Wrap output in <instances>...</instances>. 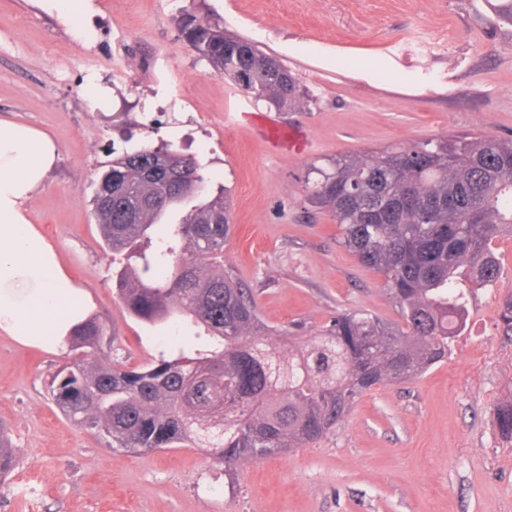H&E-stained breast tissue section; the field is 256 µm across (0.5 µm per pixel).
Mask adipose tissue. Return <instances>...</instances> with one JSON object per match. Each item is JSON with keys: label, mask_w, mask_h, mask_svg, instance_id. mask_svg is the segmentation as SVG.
Wrapping results in <instances>:
<instances>
[{"label": "adipose tissue", "mask_w": 512, "mask_h": 512, "mask_svg": "<svg viewBox=\"0 0 512 512\" xmlns=\"http://www.w3.org/2000/svg\"><path fill=\"white\" fill-rule=\"evenodd\" d=\"M77 24L91 42L94 0H36ZM60 157L57 143L27 125L0 121V329L17 336H67L89 307L69 308L76 287L55 249L27 216V204Z\"/></svg>", "instance_id": "ef3b65f1"}]
</instances>
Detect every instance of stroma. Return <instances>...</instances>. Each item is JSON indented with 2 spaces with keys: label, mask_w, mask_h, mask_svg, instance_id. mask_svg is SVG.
<instances>
[{
  "label": "stroma",
  "mask_w": 512,
  "mask_h": 512,
  "mask_svg": "<svg viewBox=\"0 0 512 512\" xmlns=\"http://www.w3.org/2000/svg\"><path fill=\"white\" fill-rule=\"evenodd\" d=\"M95 3L87 44L33 0H0V120L59 145L28 218L91 300L113 352L141 367L196 332L185 320L154 326L128 313L92 215L103 165L146 146L193 156L223 186L234 226L224 269L252 290L270 332L305 341L354 311L400 325L381 275L342 245L306 180L341 153L512 138V25L497 19V0ZM187 12L276 57L297 78L300 102L232 98L235 83L184 39ZM237 100L300 132L306 150L271 151L255 128L231 121ZM494 247L502 281L471 293L447 360L375 386L313 446L229 469L201 448H107L46 391L67 345L0 330V424L18 460L0 483V512H512V442L494 416L512 393V339L497 326L512 290V236Z\"/></svg>",
  "instance_id": "35a3bbf8"
}]
</instances>
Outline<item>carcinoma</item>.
<instances>
[{"label":"carcinoma","mask_w":512,"mask_h":512,"mask_svg":"<svg viewBox=\"0 0 512 512\" xmlns=\"http://www.w3.org/2000/svg\"><path fill=\"white\" fill-rule=\"evenodd\" d=\"M181 32L202 57L227 59L224 75L234 82L246 76L256 98L285 107L302 97L293 75L286 83L270 77L285 67L250 41L190 13ZM170 163L167 151L149 147L113 158L99 175L92 211L113 254L144 244L116 271L127 311L153 324L188 318L205 346L130 368L103 351L104 327L89 317L64 337L75 356L49 384L59 411L111 449L150 452L190 442L224 465L307 447L373 387L448 359L449 340L466 326L470 293L502 278L493 244L512 235V140L446 138L338 155L328 169L313 168L309 196L332 213L344 246L382 275L404 327L341 312L309 346L285 355L249 289L213 271L232 231L224 189L197 199L175 227L161 223L169 209L186 205L167 191ZM181 174L204 187L194 159ZM499 326L512 336V291ZM496 425L512 440V395L498 403ZM15 465L0 433V477Z\"/></svg>","instance_id":"1"}]
</instances>
